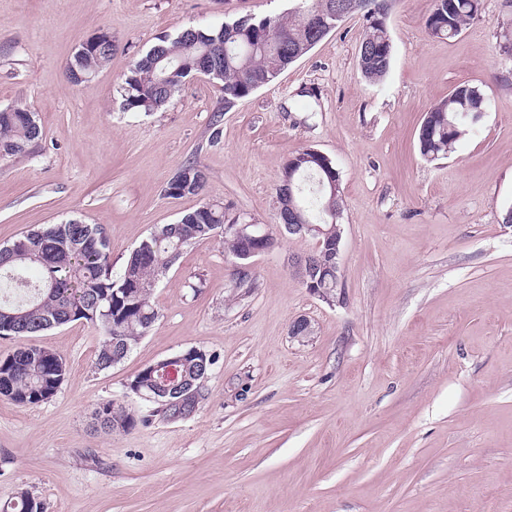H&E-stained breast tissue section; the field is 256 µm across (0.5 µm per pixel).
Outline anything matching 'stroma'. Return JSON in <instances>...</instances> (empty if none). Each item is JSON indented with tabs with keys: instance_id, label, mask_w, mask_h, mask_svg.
<instances>
[{
	"instance_id": "1",
	"label": "stroma",
	"mask_w": 512,
	"mask_h": 512,
	"mask_svg": "<svg viewBox=\"0 0 512 512\" xmlns=\"http://www.w3.org/2000/svg\"><path fill=\"white\" fill-rule=\"evenodd\" d=\"M293 5L0 0V108L24 105L43 127L0 159V246L76 218L105 225L117 271L203 200L273 226L282 165L303 148L333 161L344 208L334 303L291 271L313 240L279 237L247 292L215 238L184 248L154 290L158 321L110 369L83 321L0 335V358L37 345L66 364L51 399L0 397V505L27 490L46 512H512V58L494 50L512 9L482 0L448 40L427 32L431 0H392L380 82L359 70L356 15L232 109L204 77L159 112L122 109V74L159 37ZM100 31L111 62L72 85L76 47ZM460 85L485 98L480 129L425 161L417 130ZM191 161L202 196L168 197ZM301 316L312 333L298 339ZM190 347L215 358L193 413L171 419L130 392L137 371ZM112 399L141 424L94 431Z\"/></svg>"
}]
</instances>
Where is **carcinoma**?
<instances>
[{"label":"carcinoma","mask_w":512,"mask_h":512,"mask_svg":"<svg viewBox=\"0 0 512 512\" xmlns=\"http://www.w3.org/2000/svg\"><path fill=\"white\" fill-rule=\"evenodd\" d=\"M348 15L360 14L366 30L358 49L362 76L377 82L387 74L393 55L388 30L389 0H347ZM336 0H296L286 13L264 17L245 16L217 27L179 28L158 38L137 58L123 76L121 106L126 111L150 114L165 108L170 99L198 73V62L208 55L209 78L221 86L224 109L232 108L260 87L273 82L284 70L311 50L328 31L317 33L315 20H331ZM480 0H432L426 19L431 36L453 38L475 19ZM91 48L79 45L67 69L70 83L107 65L113 54L112 35L101 31ZM485 109L479 89L456 87L445 100L426 113L417 134L419 152L429 161L443 158L464 136L478 130L474 120ZM42 137L34 113L22 105L0 109V159L25 153ZM327 162L304 148L282 166L276 197L289 198L303 219L325 229L342 218V191H333L326 176ZM180 180L169 182L170 197L198 196L205 184L203 171L194 163L185 166ZM240 217L220 204L203 202L185 212L174 224H163L142 240L113 274L109 241L100 224L68 219L46 224L25 234L29 251L0 253V323L17 336H34L51 328L84 320L99 328L102 341L96 367L104 370L122 361L152 328L158 311L152 302L160 277L191 243L220 237L224 250L238 267L239 286L253 287L241 243L224 233V225L238 224ZM213 359L207 354L189 355L177 364L178 379L198 382L208 374ZM66 371L63 358L38 346L23 347L0 359V396L17 404L36 405L52 398ZM139 386L153 397L152 403L168 417L191 413L201 390L177 392L170 372L139 370L129 390ZM182 400V405L173 404ZM106 419L93 430L128 431L137 425L134 414L112 400L100 405ZM11 512H44V504L27 491L7 504Z\"/></svg>","instance_id":"obj_1"}]
</instances>
